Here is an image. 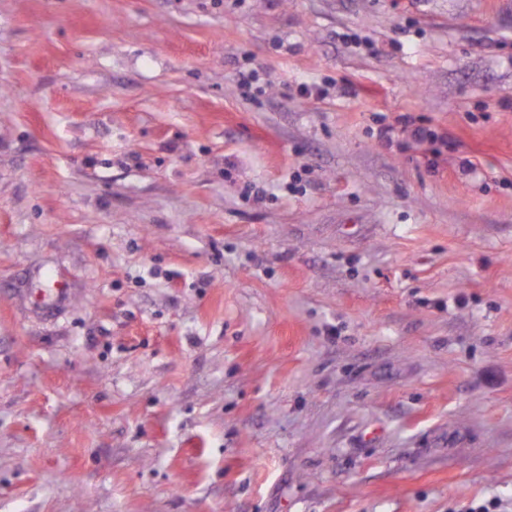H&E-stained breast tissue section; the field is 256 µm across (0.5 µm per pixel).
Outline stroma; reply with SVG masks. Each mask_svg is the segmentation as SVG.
<instances>
[{"mask_svg": "<svg viewBox=\"0 0 512 512\" xmlns=\"http://www.w3.org/2000/svg\"><path fill=\"white\" fill-rule=\"evenodd\" d=\"M493 497L506 0H0V512Z\"/></svg>", "mask_w": 512, "mask_h": 512, "instance_id": "obj_1", "label": "stroma"}]
</instances>
